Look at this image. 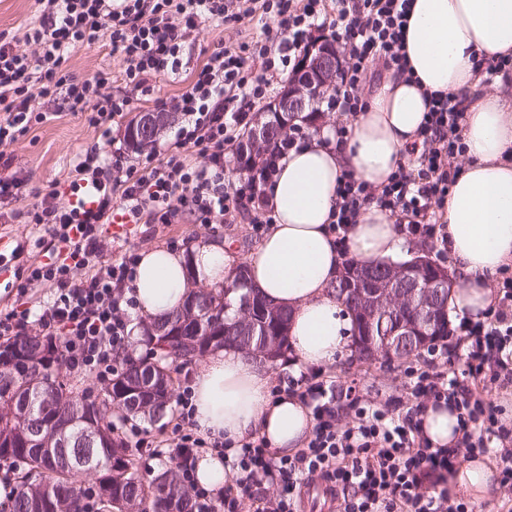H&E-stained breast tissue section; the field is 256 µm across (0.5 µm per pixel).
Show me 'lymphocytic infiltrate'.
<instances>
[{
	"label": "lymphocytic infiltrate",
	"mask_w": 512,
	"mask_h": 512,
	"mask_svg": "<svg viewBox=\"0 0 512 512\" xmlns=\"http://www.w3.org/2000/svg\"><path fill=\"white\" fill-rule=\"evenodd\" d=\"M38 15L23 34L27 50L15 49L0 33V159L20 136L42 123L43 101H62L83 112L89 124L105 126L127 112L131 98L113 94L112 73L100 70L80 79L65 69L72 51L109 42L125 65L124 81L147 95L155 80L177 72L189 32L201 24L258 21L261 34L239 45H221L208 54L175 98L183 118L171 143L152 147L138 167L103 154L93 145L81 151L71 169L68 190H50L27 210L28 223L46 228L55 241L51 262L30 267L29 281L46 286L50 296L39 311L24 301L0 309V336L25 333L37 322L40 335L58 341L75 376L108 378L113 353L128 339V295L138 259L125 252L107 255L109 226L126 224H203L219 231L241 209H248L254 236L272 223L266 187L290 149L305 142L294 130L286 145L269 150L264 172L231 181L224 151L235 133L249 124L255 107L274 90L278 75L297 70L313 46L314 31L339 44L344 63L323 110L361 112V90L373 67L406 73L404 29L410 0H35ZM261 58L262 73L248 60ZM463 100L431 95L429 110L409 161L386 184L370 185L344 172L330 230L344 240L358 222L363 204H376L404 218L405 232L447 248L448 234L438 213L454 184L456 159L464 151ZM201 157L190 164L185 150ZM498 303L490 317H462L456 327L466 347L460 376L429 364L411 367L409 398L391 396L371 402L354 386L310 371L288 379L286 390L310 409L314 427L304 448L291 455L272 452L263 438L227 454V444L194 431L191 390L177 397V422L167 453L178 463L194 499V512H302V489L323 486L337 512H475L471 503L452 497L448 475L471 457L493 454L502 487L512 490V419L487 401L486 392L512 384V277L498 284ZM457 415L454 445L432 446L421 416L428 405ZM351 421L340 425V411ZM498 444L489 448L486 437ZM211 451L223 459L232 478L219 491L199 484L196 462ZM279 495L267 501L264 484Z\"/></svg>",
	"instance_id": "1"
}]
</instances>
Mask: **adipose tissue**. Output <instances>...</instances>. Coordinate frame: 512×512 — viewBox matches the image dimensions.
<instances>
[{"instance_id":"obj_1","label":"adipose tissue","mask_w":512,"mask_h":512,"mask_svg":"<svg viewBox=\"0 0 512 512\" xmlns=\"http://www.w3.org/2000/svg\"><path fill=\"white\" fill-rule=\"evenodd\" d=\"M404 42L410 75L384 74L345 134L324 127L289 152L266 189L274 222L243 260L249 286L292 310L288 341L306 366L334 363L349 344L350 318L332 289L343 254L371 265L403 247L394 218L373 204L363 206L345 244H337L328 226L339 179L349 170L371 185L385 184L407 160L405 149L427 110L426 92L466 99V162L442 207L454 281L449 306L485 319L495 306L488 275L512 266V102L483 92L473 64L477 57L491 65L512 54V0H412ZM239 262L220 241L198 242L186 253L162 246L142 251L130 291L135 309L167 318L183 306L191 281L222 287ZM191 391L197 432L236 447L261 436L269 448L291 455L313 427L297 397L272 394L264 364L232 348L213 350ZM494 477L488 457L477 456L449 476L448 487L478 502Z\"/></svg>"}]
</instances>
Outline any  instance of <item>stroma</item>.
<instances>
[{
  "label": "stroma",
  "instance_id": "1",
  "mask_svg": "<svg viewBox=\"0 0 512 512\" xmlns=\"http://www.w3.org/2000/svg\"><path fill=\"white\" fill-rule=\"evenodd\" d=\"M260 34L258 25L241 23L237 25H217L205 23L192 30L183 50L185 65L179 76L157 79L154 91L147 96L133 94L129 112L112 125L110 135H103L100 128L89 125L81 112L58 111L54 104H46V120L36 125L14 143L9 153L11 165L8 175L23 183L21 193L8 206L0 208V234L24 245L23 253L13 251L0 253V264L17 267L19 273L12 279L0 282V307L12 303L19 289H26V299L30 307H37L50 295L47 288L28 284L27 269L33 263L42 261L51 248L50 236L44 227L25 223L22 215L35 203L36 193H47L53 182L65 180L77 154L90 145H98L105 153H122L125 164L139 162L138 154L126 149L125 127L128 121L142 112H156L171 104L175 95L186 86L192 71L199 65L204 54L221 43L240 44L256 39ZM67 66L77 76H87L101 69L112 72V91L120 93L125 88L123 62L120 55L114 54L109 43L103 42L93 48L75 50ZM110 231L114 237L113 256H120L126 250L141 252L154 246L176 249H189L200 238H218L232 247L238 254L250 252L259 243L251 232L246 219L225 225L219 233L201 224H161L121 225L112 224ZM405 364L389 367L378 362L360 359L350 352L336 363L325 367L324 373L336 380L337 384L348 385L357 382L365 399L378 402L388 395L407 396L408 380L404 374Z\"/></svg>",
  "mask_w": 512,
  "mask_h": 512
}]
</instances>
